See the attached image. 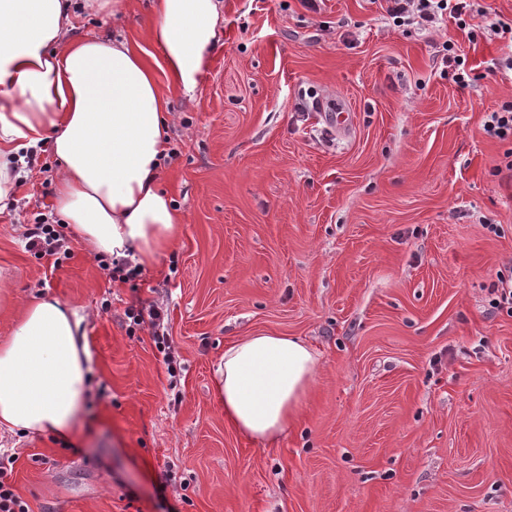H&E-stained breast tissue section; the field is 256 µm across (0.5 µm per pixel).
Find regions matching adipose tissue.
<instances>
[{"mask_svg":"<svg viewBox=\"0 0 512 512\" xmlns=\"http://www.w3.org/2000/svg\"><path fill=\"white\" fill-rule=\"evenodd\" d=\"M78 9L118 16L124 0H0V206L14 194L20 150L49 146L60 221L93 255L149 265L183 222L158 180L168 95H194L220 41V0H151L152 54L126 39H70ZM9 281L0 274V308L21 311L0 338V430L66 435L89 396L88 315L48 294L18 304ZM317 363L293 336L227 344L216 384L225 423L276 442L296 422Z\"/></svg>","mask_w":512,"mask_h":512,"instance_id":"adipose-tissue-1","label":"adipose tissue"}]
</instances>
